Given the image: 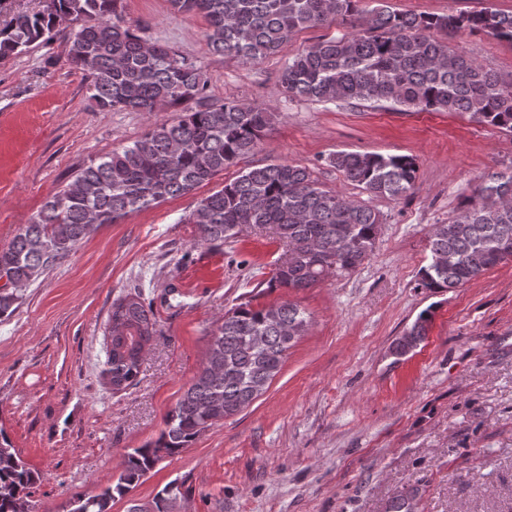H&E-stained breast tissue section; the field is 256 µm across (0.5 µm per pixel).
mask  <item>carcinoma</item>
Segmentation results:
<instances>
[{
    "label": "carcinoma",
    "instance_id": "cac0c4a2",
    "mask_svg": "<svg viewBox=\"0 0 512 512\" xmlns=\"http://www.w3.org/2000/svg\"><path fill=\"white\" fill-rule=\"evenodd\" d=\"M181 13L204 17L211 50L257 63L276 54L299 30L358 19L352 31L308 45L285 65L280 83L290 97L319 103H355L408 112L467 114L512 133V79L448 47L439 32H488L512 43V11L491 6L445 15L394 9L376 0H169ZM120 0H45L42 9L18 12L0 27V61L49 42L63 25L67 62L89 80L100 112H163L132 145L80 169L0 247V319L10 317L21 289L69 256L97 224H118L128 214L187 194L237 163L259 145L270 127L265 105L209 100L199 67L173 48L151 42L128 24ZM370 196L401 199L414 188L418 164L407 155L337 151L328 157ZM189 222L198 242L222 243L242 228H276L288 255L273 269L267 288H308L353 273L373 252L380 214L361 200L324 189L309 167L270 163L241 173L200 200ZM431 261L419 271L433 292L458 288L512 258V174L483 181L448 223L429 233ZM454 256L439 267L435 259ZM430 312H421L393 346L408 354L427 334ZM150 300L139 293L112 304L106 347L107 383L119 391L135 384L140 353L156 334ZM309 327L306 312L284 302L264 308L241 304L225 312L210 336L205 362L164 418L158 438L127 454L118 477L94 495L75 493L66 512H111L166 456L179 453L207 429L247 408L280 370L286 352ZM9 438L0 432V512H23L36 482ZM181 492L167 486L127 512H174Z\"/></svg>",
    "mask_w": 512,
    "mask_h": 512
}]
</instances>
